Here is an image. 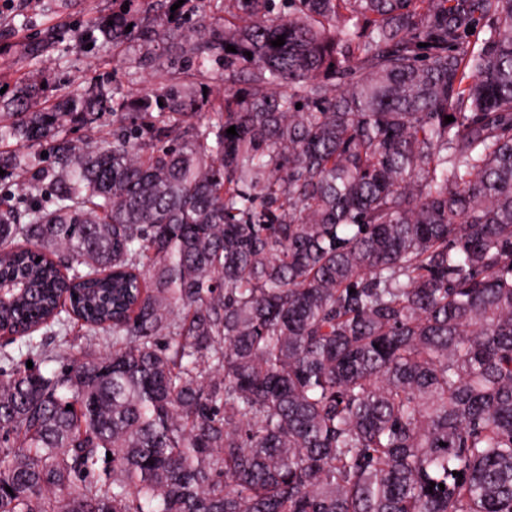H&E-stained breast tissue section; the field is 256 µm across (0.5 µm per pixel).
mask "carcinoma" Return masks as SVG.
<instances>
[{
  "label": "carcinoma",
  "mask_w": 512,
  "mask_h": 512,
  "mask_svg": "<svg viewBox=\"0 0 512 512\" xmlns=\"http://www.w3.org/2000/svg\"><path fill=\"white\" fill-rule=\"evenodd\" d=\"M114 2L168 83L0 104V327L112 333L4 353L0 512H512V0ZM80 323H72L66 332L55 334L48 332V350L53 356H65L79 359L82 356H99L112 351V333L89 335Z\"/></svg>",
  "instance_id": "1"
}]
</instances>
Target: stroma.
<instances>
[{"mask_svg": "<svg viewBox=\"0 0 512 512\" xmlns=\"http://www.w3.org/2000/svg\"><path fill=\"white\" fill-rule=\"evenodd\" d=\"M111 11L112 0H0V93L12 98L20 85L39 72L61 85L82 87L94 78L113 80L132 94L169 80L164 57L148 66L140 64L138 43L77 48L75 26ZM48 342L51 360L33 358L45 373L58 369V357L78 359L112 350L111 335H89L77 323L66 332L49 334Z\"/></svg>", "mask_w": 512, "mask_h": 512, "instance_id": "obj_1", "label": "stroma"}]
</instances>
